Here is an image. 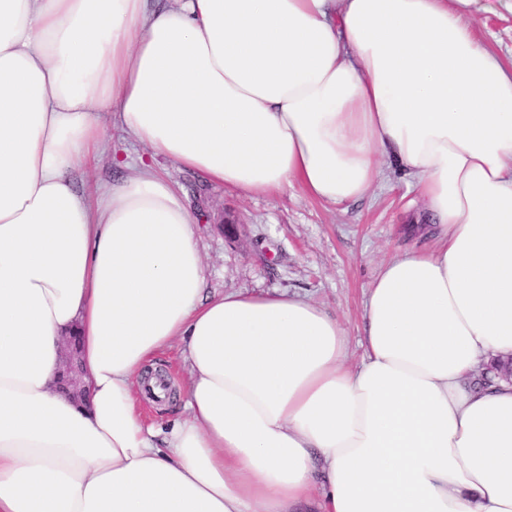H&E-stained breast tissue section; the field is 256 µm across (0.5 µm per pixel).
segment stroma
<instances>
[{
  "label": "stroma",
  "instance_id": "1",
  "mask_svg": "<svg viewBox=\"0 0 512 512\" xmlns=\"http://www.w3.org/2000/svg\"><path fill=\"white\" fill-rule=\"evenodd\" d=\"M472 26L502 58L512 57L511 13L495 8ZM157 167L197 216L209 293L306 296L336 316L353 342L379 264L397 251L431 243L422 234L431 221L426 207L401 183L334 205L312 200L297 186L271 196H246L208 184L167 160Z\"/></svg>",
  "mask_w": 512,
  "mask_h": 512
}]
</instances>
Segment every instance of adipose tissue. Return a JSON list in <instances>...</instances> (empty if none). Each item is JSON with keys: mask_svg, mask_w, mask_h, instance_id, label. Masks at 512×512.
Instances as JSON below:
<instances>
[{"mask_svg": "<svg viewBox=\"0 0 512 512\" xmlns=\"http://www.w3.org/2000/svg\"><path fill=\"white\" fill-rule=\"evenodd\" d=\"M493 1L0 0V512H512V384L468 382L512 358V62L468 22ZM106 117L148 155L77 190ZM158 158L334 204L396 170L436 243L381 265L351 367L307 298L205 297ZM83 369L79 358L71 351L69 360L63 363L60 376L66 381L67 391L73 396H79L84 390Z\"/></svg>", "mask_w": 512, "mask_h": 512, "instance_id": "1", "label": "adipose tissue"}]
</instances>
